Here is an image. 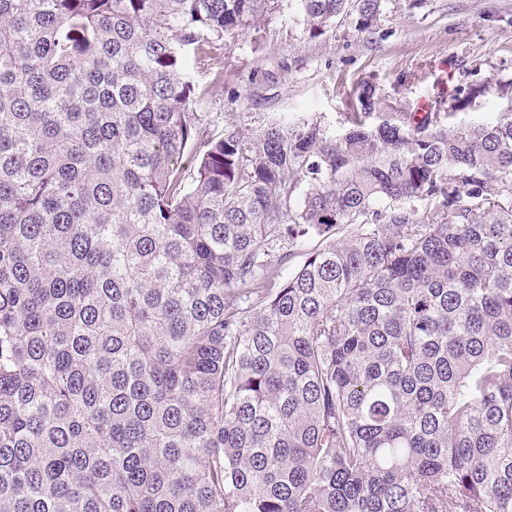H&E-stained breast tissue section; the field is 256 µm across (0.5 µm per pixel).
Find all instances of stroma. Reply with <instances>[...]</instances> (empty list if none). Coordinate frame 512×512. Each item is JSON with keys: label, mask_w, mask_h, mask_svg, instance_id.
Wrapping results in <instances>:
<instances>
[{"label": "stroma", "mask_w": 512, "mask_h": 512, "mask_svg": "<svg viewBox=\"0 0 512 512\" xmlns=\"http://www.w3.org/2000/svg\"><path fill=\"white\" fill-rule=\"evenodd\" d=\"M210 52L192 72L200 142L222 134L228 114L251 132L277 119L339 132L367 82L411 110L441 81L512 76V0H384L372 32L340 16L320 34L310 32L300 0H275L258 27Z\"/></svg>", "instance_id": "obj_1"}]
</instances>
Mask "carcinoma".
<instances>
[{"instance_id":"1","label":"carcinoma","mask_w":512,"mask_h":512,"mask_svg":"<svg viewBox=\"0 0 512 512\" xmlns=\"http://www.w3.org/2000/svg\"><path fill=\"white\" fill-rule=\"evenodd\" d=\"M271 3L0 0V512H512V112L445 123L512 78L188 174Z\"/></svg>"}]
</instances>
